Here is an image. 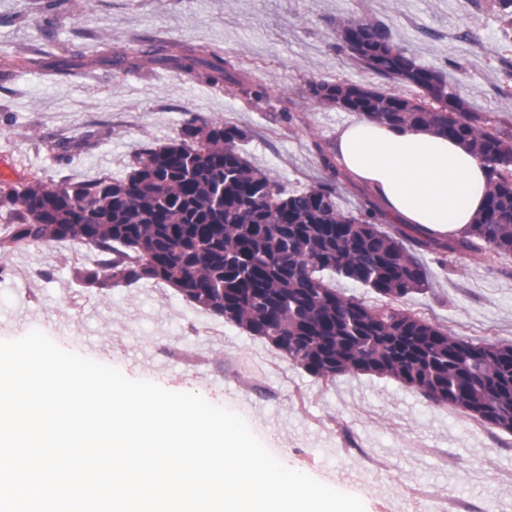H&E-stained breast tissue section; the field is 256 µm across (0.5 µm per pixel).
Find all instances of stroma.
Listing matches in <instances>:
<instances>
[{
	"label": "stroma",
	"instance_id": "stroma-1",
	"mask_svg": "<svg viewBox=\"0 0 512 512\" xmlns=\"http://www.w3.org/2000/svg\"><path fill=\"white\" fill-rule=\"evenodd\" d=\"M343 18L386 25L418 64L442 73L468 111L512 135V31L494 0H0V160L12 185L122 177L144 147L198 118L246 134V157L287 193L324 183L319 150L356 115L309 97L317 82L409 99L419 89L356 63L336 33ZM207 45L239 62L260 96L145 64L99 63L159 44ZM19 57L80 58L82 73L15 67ZM95 256L76 242L0 251V340L31 330L125 377L192 392L240 414L288 468L360 497L366 512H512V433L371 375L325 380L263 340L151 281L91 287L75 270ZM422 261L430 286L398 308L468 341L512 344V258Z\"/></svg>",
	"mask_w": 512,
	"mask_h": 512
}]
</instances>
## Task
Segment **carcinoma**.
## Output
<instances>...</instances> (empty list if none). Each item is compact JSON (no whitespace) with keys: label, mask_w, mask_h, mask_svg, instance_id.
I'll list each match as a JSON object with an SVG mask.
<instances>
[{"label":"carcinoma","mask_w":512,"mask_h":512,"mask_svg":"<svg viewBox=\"0 0 512 512\" xmlns=\"http://www.w3.org/2000/svg\"><path fill=\"white\" fill-rule=\"evenodd\" d=\"M352 32L359 41L352 57L363 67L419 89L431 81L457 110L450 122L373 89L346 108L385 125L432 126L470 145L488 167L490 192L463 235L439 241L411 226L386 231L374 206L359 217L339 212L333 182L343 173L324 153L331 181L289 195L247 160L241 129L191 119L172 142L136 152L125 177L0 185V205L17 217L0 249L76 241L96 251L94 267L76 271L89 286L163 283L310 375L392 378L436 405L512 433V345L466 341L391 303L370 308L325 280L329 272L397 301L428 288L422 251L441 255L442 265L450 255L482 250L512 256V138L466 111L443 75L402 49L392 54L384 25L357 20ZM135 61L260 95L233 60L208 46H158ZM342 88L312 83L307 94L328 101Z\"/></svg>","instance_id":"obj_1"}]
</instances>
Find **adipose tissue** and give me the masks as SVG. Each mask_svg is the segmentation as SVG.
Here are the masks:
<instances>
[{
  "instance_id": "ef3b65f1",
  "label": "adipose tissue",
  "mask_w": 512,
  "mask_h": 512,
  "mask_svg": "<svg viewBox=\"0 0 512 512\" xmlns=\"http://www.w3.org/2000/svg\"><path fill=\"white\" fill-rule=\"evenodd\" d=\"M333 152L372 192L383 218L435 238L461 236L489 188L486 165L468 146L428 128L362 118L337 130Z\"/></svg>"
}]
</instances>
